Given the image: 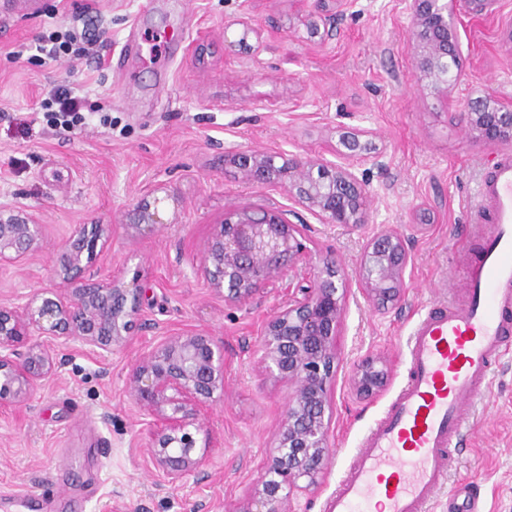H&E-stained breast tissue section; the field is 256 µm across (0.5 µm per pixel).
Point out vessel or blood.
I'll list each match as a JSON object with an SVG mask.
<instances>
[{"mask_svg":"<svg viewBox=\"0 0 512 512\" xmlns=\"http://www.w3.org/2000/svg\"><path fill=\"white\" fill-rule=\"evenodd\" d=\"M478 233L465 301L427 311L408 341L409 380L369 430L323 512H429L461 429L512 336V149L477 190Z\"/></svg>","mask_w":512,"mask_h":512,"instance_id":"obj_1","label":"vessel or blood"}]
</instances>
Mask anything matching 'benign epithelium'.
Here are the masks:
<instances>
[{"label":"benign epithelium","instance_id":"1","mask_svg":"<svg viewBox=\"0 0 512 512\" xmlns=\"http://www.w3.org/2000/svg\"><path fill=\"white\" fill-rule=\"evenodd\" d=\"M328 0H313L311 36L329 34L336 14ZM482 15L496 0H407L416 31V68L438 92L446 93L462 72L461 44L452 22V3ZM463 119L488 147L512 143V102L490 93L470 99ZM346 151L331 161L296 157L280 165L277 152H237L233 163L246 184L282 189L292 203L326 224H366L368 194L356 174L367 147L353 134ZM308 224H291L277 207L236 210L217 226L204 246L198 274L240 307L269 286L304 271L307 285L288 287V301L266 321L256 365L265 379L288 390L285 414L272 433L270 452L258 479L228 512H288V501L316 490L331 454L333 393L340 362L339 336L345 315L346 283L330 255L313 261L306 245ZM112 225L76 224L57 253L54 275L62 287L45 288L22 302H0V405H21L42 381L58 373L57 351L74 341L94 353L125 346L145 292L135 274L132 286L119 277L86 278L107 247ZM45 225L31 216L0 210V265L20 263L41 246ZM410 262L407 237L390 229L370 236L359 266V291L377 305L398 303ZM39 340L31 343L29 337ZM388 379L386 361L367 356L352 371L357 395L380 393ZM130 394L150 418L148 458L171 484L201 463L194 433L207 430L204 413L224 392V345L199 330L162 336L141 353L130 378Z\"/></svg>","mask_w":512,"mask_h":512}]
</instances>
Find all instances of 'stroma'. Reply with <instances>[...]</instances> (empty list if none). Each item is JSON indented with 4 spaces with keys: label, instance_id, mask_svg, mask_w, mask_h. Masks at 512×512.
Returning <instances> with one entry per match:
<instances>
[{
    "label": "stroma",
    "instance_id": "1",
    "mask_svg": "<svg viewBox=\"0 0 512 512\" xmlns=\"http://www.w3.org/2000/svg\"><path fill=\"white\" fill-rule=\"evenodd\" d=\"M81 7L101 35L99 61L33 57L40 32ZM307 13V0H49L0 29V208L45 226L36 255L0 268V301L55 284L53 258L76 224L111 225L95 271L140 275L147 289L124 348L98 355L72 343L58 353L57 377L23 406L0 409V512H225L258 478L287 392L262 380L254 358L283 291L233 308L195 274L231 210L277 207L287 221L312 225L309 248L335 256L350 290L333 452L318 489L288 512H322L406 381L420 313L460 298L476 189L498 150L459 114L487 92L512 101V0L488 14L456 13L462 76L445 94L419 77L404 0H351L330 37H309ZM246 23L259 35L242 46ZM57 85L88 93L96 113L82 128L40 118V100ZM351 134L374 155L357 168L370 200L360 230L322 223L280 189L244 183L229 159L238 151L330 159ZM144 200L156 201L161 219L145 232L137 228ZM395 227L411 255L405 299L379 311L358 290L361 253L367 237ZM184 329L223 342L224 393L206 413L201 465L172 485L145 453L151 428L129 381L146 348ZM369 355L388 359L389 379L365 399L348 376ZM459 486L479 512H512V356L494 367L473 408L434 512H457Z\"/></svg>",
    "mask_w": 512,
    "mask_h": 512
}]
</instances>
